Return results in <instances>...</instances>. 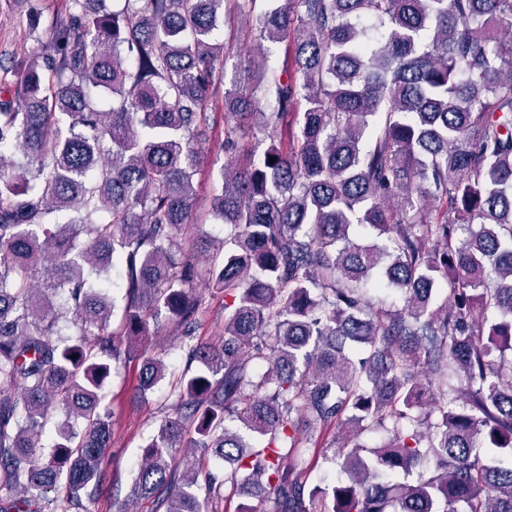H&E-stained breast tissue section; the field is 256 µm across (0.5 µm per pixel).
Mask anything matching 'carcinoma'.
Masks as SVG:
<instances>
[{
	"instance_id": "cac0c4a2",
	"label": "carcinoma",
	"mask_w": 512,
	"mask_h": 512,
	"mask_svg": "<svg viewBox=\"0 0 512 512\" xmlns=\"http://www.w3.org/2000/svg\"><path fill=\"white\" fill-rule=\"evenodd\" d=\"M105 2L70 0L0 65V512H85L112 366L141 361L142 398L165 380L162 318L186 366L116 512L252 490L235 512H512V0H271L255 28L233 19L257 0ZM247 41L285 44L282 68L228 82ZM218 105L224 241L185 248ZM257 115L287 137L245 145ZM207 252L232 297L218 346L195 339ZM332 424L353 436L328 446ZM323 464L346 478L312 481Z\"/></svg>"
}]
</instances>
